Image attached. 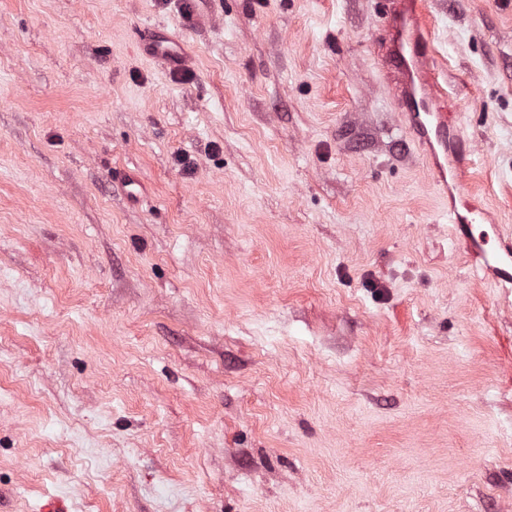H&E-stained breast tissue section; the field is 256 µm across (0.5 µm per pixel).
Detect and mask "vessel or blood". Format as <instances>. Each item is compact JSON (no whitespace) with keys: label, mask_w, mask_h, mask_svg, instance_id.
<instances>
[{"label":"vessel or blood","mask_w":512,"mask_h":512,"mask_svg":"<svg viewBox=\"0 0 512 512\" xmlns=\"http://www.w3.org/2000/svg\"><path fill=\"white\" fill-rule=\"evenodd\" d=\"M388 37L383 58L393 75L395 98L408 128L432 156L431 170L440 194L448 196V220L478 270L492 274L496 286L512 295V238L501 237L497 250L474 226L484 215L477 196L464 181L470 165L469 138L459 120V106L434 76L432 34L425 25L420 0H388ZM150 53L158 61L185 66L188 55L181 43L157 36Z\"/></svg>","instance_id":"1"}]
</instances>
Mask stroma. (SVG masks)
<instances>
[{
    "label": "stroma",
    "instance_id": "stroma-1",
    "mask_svg": "<svg viewBox=\"0 0 512 512\" xmlns=\"http://www.w3.org/2000/svg\"><path fill=\"white\" fill-rule=\"evenodd\" d=\"M422 2L493 239L512 0ZM200 9L0 0V512H512V305L398 108L385 0ZM151 55L158 61L169 65L183 67L188 62V55L181 43L162 36L154 37L149 42Z\"/></svg>",
    "mask_w": 512,
    "mask_h": 512
}]
</instances>
